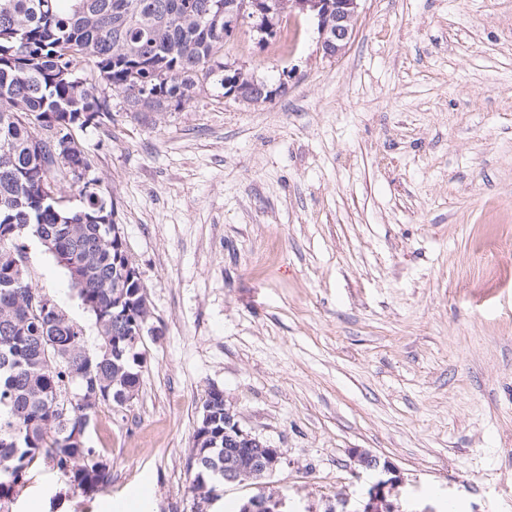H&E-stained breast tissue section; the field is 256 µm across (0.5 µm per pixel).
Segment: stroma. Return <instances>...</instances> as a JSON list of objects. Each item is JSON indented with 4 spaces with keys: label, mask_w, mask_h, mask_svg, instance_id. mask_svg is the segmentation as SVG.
<instances>
[{
    "label": "stroma",
    "mask_w": 512,
    "mask_h": 512,
    "mask_svg": "<svg viewBox=\"0 0 512 512\" xmlns=\"http://www.w3.org/2000/svg\"><path fill=\"white\" fill-rule=\"evenodd\" d=\"M323 56L293 20L286 53L244 30L229 60L276 88L77 137L113 198L157 337L130 409L87 439L111 466L93 496L38 466L13 512H192L187 461L209 388L285 449L264 484L289 512H361L379 475L399 512H512V0H362ZM27 268L98 343L94 319L37 241ZM58 503H28L31 488ZM263 484V485H264ZM353 454L354 461L358 466L377 470L381 475L368 489L367 501L361 512H396V506L390 500L401 484V479L395 475L396 469L389 461H384L381 466L380 458L365 450L356 449ZM388 475L395 476L387 477Z\"/></svg>",
    "instance_id": "35a3bbf8"
}]
</instances>
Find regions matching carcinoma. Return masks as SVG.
<instances>
[{"label": "carcinoma", "instance_id": "1", "mask_svg": "<svg viewBox=\"0 0 512 512\" xmlns=\"http://www.w3.org/2000/svg\"><path fill=\"white\" fill-rule=\"evenodd\" d=\"M227 0H0V512L31 471L50 463L91 494L110 466L88 445L99 407L139 389L144 338L156 334L146 284L128 259L114 202L74 130L125 112H172L224 70ZM69 181L64 207L42 187ZM38 236L94 317L99 346L55 297L29 282L27 241ZM188 459L198 504L211 498L224 455V392L212 388Z\"/></svg>", "mask_w": 512, "mask_h": 512}]
</instances>
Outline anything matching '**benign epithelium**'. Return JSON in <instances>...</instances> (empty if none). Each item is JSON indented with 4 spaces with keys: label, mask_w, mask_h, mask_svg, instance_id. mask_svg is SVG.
<instances>
[{
    "label": "benign epithelium",
    "mask_w": 512,
    "mask_h": 512,
    "mask_svg": "<svg viewBox=\"0 0 512 512\" xmlns=\"http://www.w3.org/2000/svg\"><path fill=\"white\" fill-rule=\"evenodd\" d=\"M361 0H289L288 12L309 15L317 20L318 32L324 57H342L356 30L360 18ZM250 3L241 0L239 8L229 11L230 31L235 33L247 26L256 33L258 42L265 43L274 37L283 21L285 12L269 8L260 22L256 16H248ZM357 465L380 472V478L367 491V501L362 512H396L391 497L401 484L396 469L387 461L365 450L357 449L353 455ZM287 463L286 451L274 448L264 440L240 427L238 415L229 406H224V471L226 483L245 484L256 482L276 473ZM286 497L280 492H264L249 499L242 512H282Z\"/></svg>",
    "instance_id": "7a95c632"
}]
</instances>
